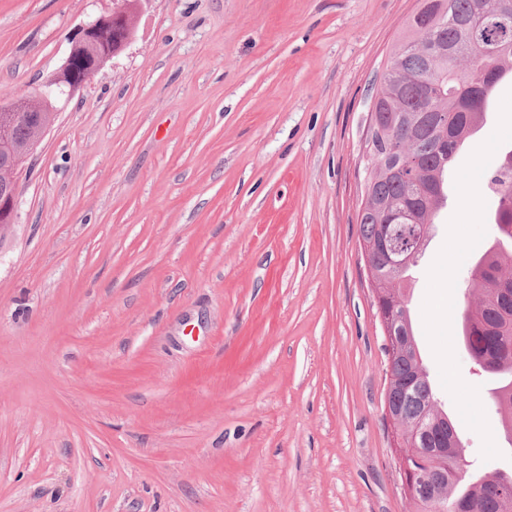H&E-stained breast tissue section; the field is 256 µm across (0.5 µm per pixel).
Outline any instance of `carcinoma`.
Returning a JSON list of instances; mask_svg holds the SVG:
<instances>
[{"instance_id": "1", "label": "carcinoma", "mask_w": 512, "mask_h": 512, "mask_svg": "<svg viewBox=\"0 0 512 512\" xmlns=\"http://www.w3.org/2000/svg\"><path fill=\"white\" fill-rule=\"evenodd\" d=\"M495 0H418V8L390 54L383 84L376 92L373 111L379 116L381 138L400 153L419 158V171L394 173L393 155L364 159L375 200L390 209L408 208L421 222L431 223L448 172L461 146L480 127L498 83L512 76V32L499 37L493 56L483 53L472 29L482 23L477 8L488 12ZM135 4L128 3L123 23L111 22L94 41L74 48L71 77L86 81L101 54L122 51L126 34L135 32ZM498 198L495 224L500 239L476 262L472 281L481 287L482 299L462 314V337L467 350L484 372L499 377L501 385L492 404L502 414V426L512 445V289L497 288L512 280V164L501 163L491 178ZM383 214L376 208L359 212L364 241L380 233ZM379 273L378 299L394 321L399 348L386 346L392 382L397 389L392 404L405 420L403 430L416 434L404 453L414 467L438 470L437 495L410 499L416 512H512V497L504 495V482L512 484V469L498 470L474 481L457 465L459 447L451 420L439 418L434 394L419 351L404 347L414 337L409 310L400 288L408 270L388 264L374 252Z\"/></svg>"}]
</instances>
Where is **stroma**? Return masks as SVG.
<instances>
[{
	"mask_svg": "<svg viewBox=\"0 0 512 512\" xmlns=\"http://www.w3.org/2000/svg\"><path fill=\"white\" fill-rule=\"evenodd\" d=\"M113 0H0V100ZM416 0H148L0 232V512H412L359 242L372 98ZM512 79L406 290L465 469L512 468L460 335Z\"/></svg>",
	"mask_w": 512,
	"mask_h": 512,
	"instance_id": "1",
	"label": "stroma"
}]
</instances>
